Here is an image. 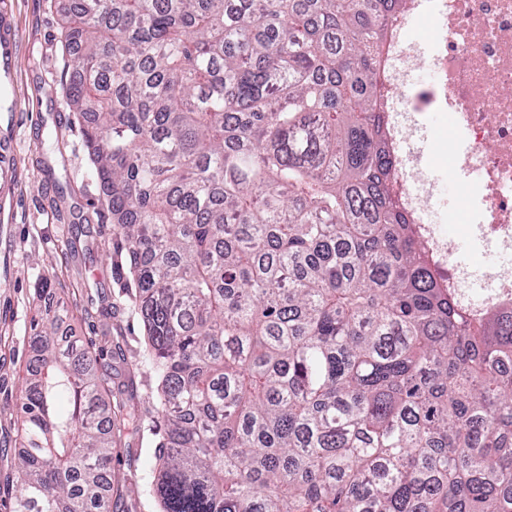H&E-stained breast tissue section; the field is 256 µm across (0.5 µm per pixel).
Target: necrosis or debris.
Here are the masks:
<instances>
[{"mask_svg": "<svg viewBox=\"0 0 512 512\" xmlns=\"http://www.w3.org/2000/svg\"><path fill=\"white\" fill-rule=\"evenodd\" d=\"M433 21L431 46L419 53L409 23ZM379 99L393 131L423 129L439 112L452 136L448 155L462 186L475 256L499 262H442L438 270L470 317L512 306V0H402L388 21ZM426 67L437 80L414 87L409 76ZM395 190L413 216L430 254L453 253L456 242L434 226V164L418 150L395 155Z\"/></svg>", "mask_w": 512, "mask_h": 512, "instance_id": "4bbe7bcc", "label": "necrosis or debris"}]
</instances>
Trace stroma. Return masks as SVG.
<instances>
[{
  "label": "stroma",
  "instance_id": "1",
  "mask_svg": "<svg viewBox=\"0 0 512 512\" xmlns=\"http://www.w3.org/2000/svg\"><path fill=\"white\" fill-rule=\"evenodd\" d=\"M69 0H0L14 58L0 68V137L14 144L12 177L0 182V489L15 478L30 323L38 290L50 282L66 310L60 338L76 337L112 357L123 411L156 420L159 378L146 360L147 336L128 269L112 263L113 224L81 126L65 93L61 13ZM156 438L126 427L113 454L116 475H139L113 512H160L142 475L156 464Z\"/></svg>",
  "mask_w": 512,
  "mask_h": 512
}]
</instances>
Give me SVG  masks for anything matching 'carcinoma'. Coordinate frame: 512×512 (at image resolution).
Instances as JSON below:
<instances>
[{
	"label": "carcinoma",
	"instance_id": "carcinoma-1",
	"mask_svg": "<svg viewBox=\"0 0 512 512\" xmlns=\"http://www.w3.org/2000/svg\"><path fill=\"white\" fill-rule=\"evenodd\" d=\"M401 0H80L67 100L159 376L162 512H512V313L393 193ZM31 323L13 512H112V371Z\"/></svg>",
	"mask_w": 512,
	"mask_h": 512
}]
</instances>
